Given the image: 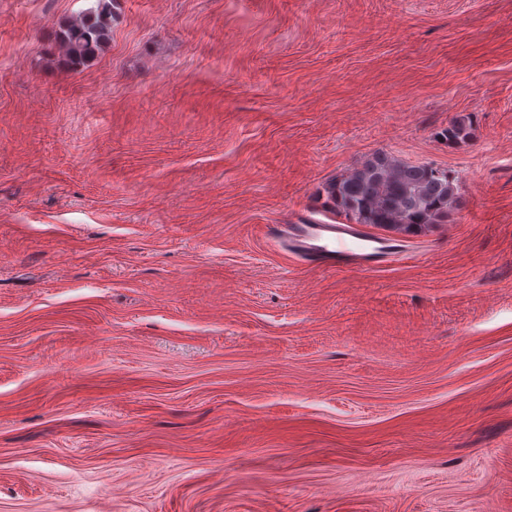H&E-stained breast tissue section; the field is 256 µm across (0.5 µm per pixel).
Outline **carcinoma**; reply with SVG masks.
Masks as SVG:
<instances>
[{
	"label": "carcinoma",
	"mask_w": 512,
	"mask_h": 512,
	"mask_svg": "<svg viewBox=\"0 0 512 512\" xmlns=\"http://www.w3.org/2000/svg\"><path fill=\"white\" fill-rule=\"evenodd\" d=\"M114 2L97 0L95 8L55 31L68 66L86 65L107 45ZM438 137L450 147L467 143L473 137L469 117L453 119ZM457 182L455 173L446 168L411 165L378 151L324 186V207L350 224L414 234L432 224L448 223V215L460 209Z\"/></svg>",
	"instance_id": "cac0c4a2"
}]
</instances>
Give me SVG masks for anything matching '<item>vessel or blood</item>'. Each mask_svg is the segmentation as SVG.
<instances>
[{"label": "vessel or blood", "instance_id": "obj_1", "mask_svg": "<svg viewBox=\"0 0 512 512\" xmlns=\"http://www.w3.org/2000/svg\"><path fill=\"white\" fill-rule=\"evenodd\" d=\"M287 251L299 261L323 268L368 269L380 262L374 237L359 224H333L309 216L274 225Z\"/></svg>", "mask_w": 512, "mask_h": 512}]
</instances>
